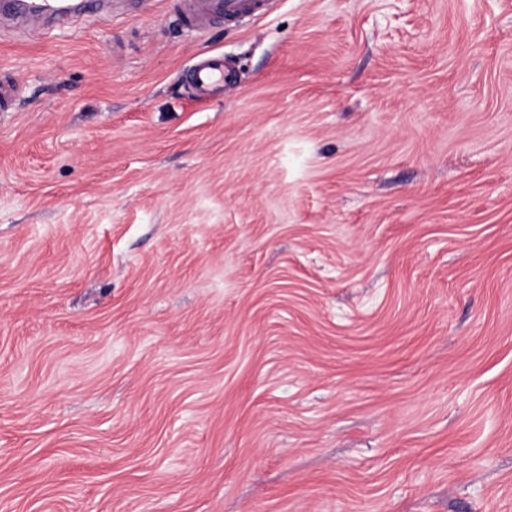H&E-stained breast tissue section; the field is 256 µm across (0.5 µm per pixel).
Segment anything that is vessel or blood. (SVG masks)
<instances>
[{
    "label": "vessel or blood",
    "mask_w": 512,
    "mask_h": 512,
    "mask_svg": "<svg viewBox=\"0 0 512 512\" xmlns=\"http://www.w3.org/2000/svg\"><path fill=\"white\" fill-rule=\"evenodd\" d=\"M98 0H8L17 23L23 27L62 25L77 14H94ZM176 13L191 28L215 22L240 23L268 11V0H174ZM189 80L199 98L223 94L235 76L222 55L202 53L190 70Z\"/></svg>",
    "instance_id": "b4317fda"
}]
</instances>
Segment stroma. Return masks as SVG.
Masks as SVG:
<instances>
[{
	"label": "stroma",
	"mask_w": 512,
	"mask_h": 512,
	"mask_svg": "<svg viewBox=\"0 0 512 512\" xmlns=\"http://www.w3.org/2000/svg\"><path fill=\"white\" fill-rule=\"evenodd\" d=\"M5 75L0 512H512V0H150ZM269 0H174L175 13L190 28H200L215 22L240 23L264 15ZM189 80L200 99H209L224 93L235 83V76L220 54L204 52L190 70Z\"/></svg>",
	"instance_id": "obj_1"
}]
</instances>
